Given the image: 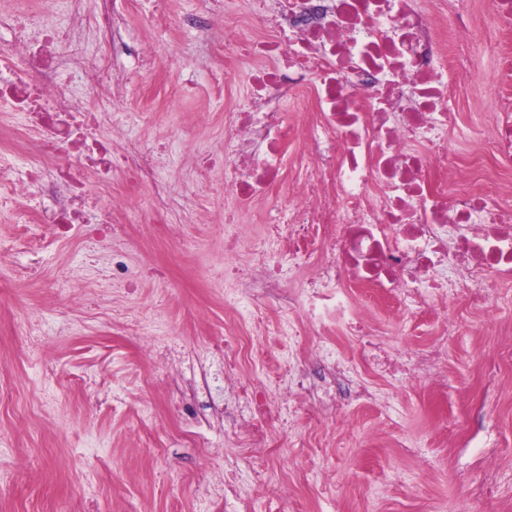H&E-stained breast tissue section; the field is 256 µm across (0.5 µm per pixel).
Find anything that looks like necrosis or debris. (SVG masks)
I'll return each instance as SVG.
<instances>
[{
	"instance_id": "4bbe7bcc",
	"label": "necrosis or debris",
	"mask_w": 512,
	"mask_h": 512,
	"mask_svg": "<svg viewBox=\"0 0 512 512\" xmlns=\"http://www.w3.org/2000/svg\"><path fill=\"white\" fill-rule=\"evenodd\" d=\"M15 0L0 9V107L21 113L9 145L0 148V214L15 224H51L58 234L89 239L115 235L113 215L153 226L161 237L192 247L193 215L172 224L177 201L160 179L165 146L110 141L89 146L70 118L98 123L99 112L60 90L62 77L87 88L119 87L112 59L121 45L112 0H96L92 37L78 29L87 0ZM411 0H249L245 18L207 9L189 21L208 32L224 28V52L255 64L251 102L224 115V252L240 269L225 301L224 365L239 373L245 353L234 331L241 303L261 286L288 296L289 335L342 334L356 356L327 350L324 367L347 382L354 401L377 400L367 374L404 384L421 377L441 385L445 339L400 350L390 345L356 287L378 291L400 314L446 308L455 289L448 272L468 274L472 302L487 304L493 280L512 273V184L473 188L469 156L448 159L447 128L457 121L449 102L465 82L463 16L415 12ZM302 119H290L291 111ZM84 163L107 176L125 171L123 193L85 220L73 194L72 171ZM151 194L130 203L142 186ZM277 209L259 249L248 247L239 215L255 202ZM304 274L290 287L285 266ZM304 321H295L296 312ZM293 408L273 403L252 382L238 383L225 420L240 429L244 451L268 446L284 431Z\"/></svg>"
}]
</instances>
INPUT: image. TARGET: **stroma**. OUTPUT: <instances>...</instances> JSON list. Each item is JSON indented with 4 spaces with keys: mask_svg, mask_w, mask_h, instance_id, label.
<instances>
[{
    "mask_svg": "<svg viewBox=\"0 0 512 512\" xmlns=\"http://www.w3.org/2000/svg\"><path fill=\"white\" fill-rule=\"evenodd\" d=\"M205 0H169L168 17H153L151 0H124L121 35L128 53L118 55L114 73H132L137 50L151 47L158 62L155 83L130 86L111 101L87 95L98 112L129 113L126 139L145 150L166 144L164 173L175 196L207 218L198 245L187 252L161 240L131 242L113 237L83 242L61 238L48 224L20 228L0 219V512H206L202 485L225 471L238 477V512H512V354L499 336H512V275L498 279L490 303L470 306L465 295L448 303L449 336L441 369L442 391L424 380L406 390L352 403L346 419L314 427L306 416L292 434L275 433L261 454L269 463L258 481L253 460L235 450L237 437L224 421L199 429L198 418L223 407L232 396L224 356L209 352V332L223 331L224 253L219 220L224 214V171L214 160L224 150V113L243 104L249 88L246 62H239L233 96L210 107L198 89L206 64L224 61V33L208 37L181 24ZM512 38L494 14L475 10L470 30L467 86L452 104L458 123L448 132V153L476 149L491 155L484 132L492 113L512 102V86L499 76ZM159 112L156 124L140 120L147 97ZM213 108L206 128L188 135L183 126L196 111ZM133 270L166 268L177 289L161 290L143 278L136 299L109 280L114 256ZM83 276L79 298L61 294L55 279ZM281 300L256 294L255 324L266 335L253 342L272 376L268 392L278 397L279 373L289 358L315 349L312 337L295 344L275 335ZM161 318L158 344L177 355L148 356L131 326L142 317ZM38 328L32 348L28 327ZM495 363L497 388L484 369ZM153 414L144 437L130 431L143 398ZM497 443L501 489L497 498L471 506L470 482L482 476L489 443Z\"/></svg>",
    "mask_w": 512,
    "mask_h": 512,
    "instance_id": "35a3bbf8",
    "label": "stroma"
}]
</instances>
